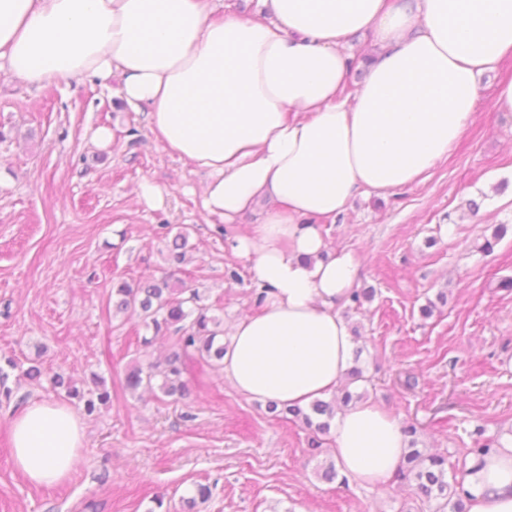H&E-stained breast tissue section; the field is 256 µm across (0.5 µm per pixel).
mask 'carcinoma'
<instances>
[{
  "label": "carcinoma",
  "instance_id": "cac0c4a2",
  "mask_svg": "<svg viewBox=\"0 0 512 512\" xmlns=\"http://www.w3.org/2000/svg\"><path fill=\"white\" fill-rule=\"evenodd\" d=\"M187 242V231L181 230L175 235L169 249V262H184ZM172 278L173 275L168 274L135 284L119 280L112 285V297L116 312L138 317L145 328L151 327L157 333L163 329L174 333L172 352L162 362L134 365L126 375L127 389L135 392L140 388L151 390L157 387L168 397L181 398L187 391V383L183 380V358L191 354L207 364L220 362L224 358V345L217 343L221 333L220 318L210 314L211 307L203 303L198 290H192L186 297L185 288L172 283ZM53 384L66 389L69 396L84 401L85 410L90 414L111 399L101 378L95 380V390L87 396L59 375L53 378ZM284 413L316 433L327 434L329 419L336 411L333 402L319 400L306 410L293 407L284 409ZM403 432L409 438L408 452L395 479L409 483L425 499L437 501V509L441 512L448 507L452 512H466L460 482L448 481L447 458L415 447L416 426L408 425Z\"/></svg>",
  "mask_w": 512,
  "mask_h": 512
}]
</instances>
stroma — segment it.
Segmentation results:
<instances>
[{
    "instance_id": "obj_1",
    "label": "stroma",
    "mask_w": 512,
    "mask_h": 512,
    "mask_svg": "<svg viewBox=\"0 0 512 512\" xmlns=\"http://www.w3.org/2000/svg\"><path fill=\"white\" fill-rule=\"evenodd\" d=\"M506 79L512 60L479 78L472 121L424 181L363 194L321 221L330 247L358 258L360 287L375 291L360 309L339 307L354 329L360 390L416 424L418 447L445 455L452 474L476 441L512 433V288L500 286L512 278V114L492 106ZM119 89L114 78L35 89L0 72V355L18 363L10 398L0 397V512H184L200 484L211 495L194 512H433L395 481L380 490L326 481L331 436L310 448L303 423L274 416L195 358L186 398L124 389L129 369L163 359L172 341L141 346L144 326L112 309L113 282L160 277L171 230L186 227L175 277L231 325L256 311V283L226 238L261 213L218 231L201 207L205 175L168 154ZM101 126L114 133L105 150L92 141ZM146 180L168 190L166 209L141 202ZM500 224L507 234L479 252ZM33 365L40 379L26 377ZM95 373L112 402L92 415L74 403L79 465L60 485H31L12 462L11 417L30 401H66L54 375L86 390Z\"/></svg>"
}]
</instances>
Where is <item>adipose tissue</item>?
<instances>
[{
    "label": "adipose tissue",
    "instance_id": "obj_1",
    "mask_svg": "<svg viewBox=\"0 0 512 512\" xmlns=\"http://www.w3.org/2000/svg\"><path fill=\"white\" fill-rule=\"evenodd\" d=\"M263 19L220 13L221 0H0V70L41 87L119 75L125 104L147 114L164 149L205 172L202 207L249 234L230 238L259 285L257 313L224 344L240 393L305 407L339 387L352 360L336 306L359 262L329 248L318 219L358 195L416 182L472 120L478 79L512 56V0H261ZM375 50L353 97L344 48ZM336 463L382 488L408 446L395 416L369 400L339 413ZM15 467L55 486L81 458L80 419L32 401L11 419ZM470 512H512V434L473 457L461 480ZM370 47L374 48V41L371 35H356L350 38L348 44L345 47V52L353 55L357 60L358 55L367 53L370 50ZM363 64L364 63L361 61V59H358L355 68L350 74H348L347 79L343 85V96H351L354 90L357 88L358 83L360 82L364 74ZM359 71L362 72L361 75H358Z\"/></svg>",
    "mask_w": 512,
    "mask_h": 512
}]
</instances>
